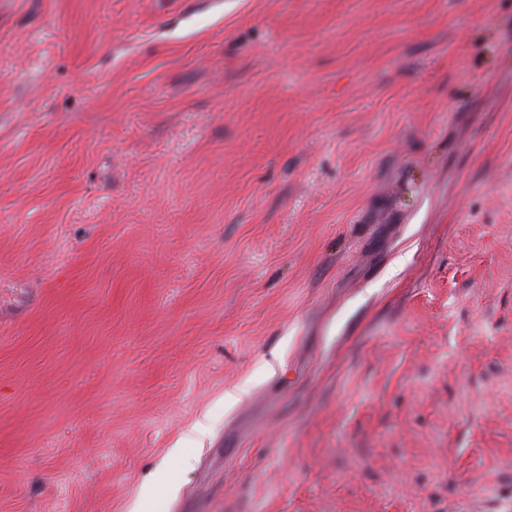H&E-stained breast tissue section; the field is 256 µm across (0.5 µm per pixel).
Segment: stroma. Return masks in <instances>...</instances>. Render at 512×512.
Returning a JSON list of instances; mask_svg holds the SVG:
<instances>
[{"instance_id": "35a3bbf8", "label": "stroma", "mask_w": 512, "mask_h": 512, "mask_svg": "<svg viewBox=\"0 0 512 512\" xmlns=\"http://www.w3.org/2000/svg\"><path fill=\"white\" fill-rule=\"evenodd\" d=\"M0 512H512V0H0Z\"/></svg>"}]
</instances>
